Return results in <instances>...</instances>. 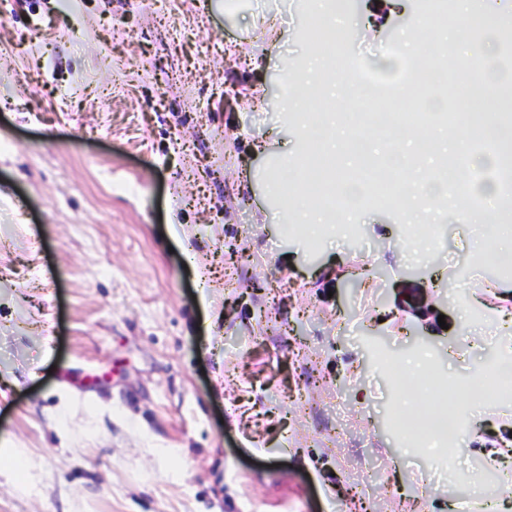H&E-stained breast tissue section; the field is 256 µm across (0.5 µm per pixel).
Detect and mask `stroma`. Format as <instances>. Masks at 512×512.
I'll use <instances>...</instances> for the list:
<instances>
[{
	"mask_svg": "<svg viewBox=\"0 0 512 512\" xmlns=\"http://www.w3.org/2000/svg\"><path fill=\"white\" fill-rule=\"evenodd\" d=\"M426 0H350L347 54L395 76ZM303 0H0V512H512V271L457 213L394 204L341 235L287 224L324 97ZM251 225L243 233V225ZM432 313L421 316L422 308ZM467 387L453 469L405 442L379 352ZM484 379L494 387L493 395L501 398L512 397V368L503 364L492 365L484 371ZM31 463L18 448H0V474L2 470L12 476L14 482L24 491L32 487Z\"/></svg>",
	"mask_w": 512,
	"mask_h": 512,
	"instance_id": "obj_1",
	"label": "stroma"
}]
</instances>
